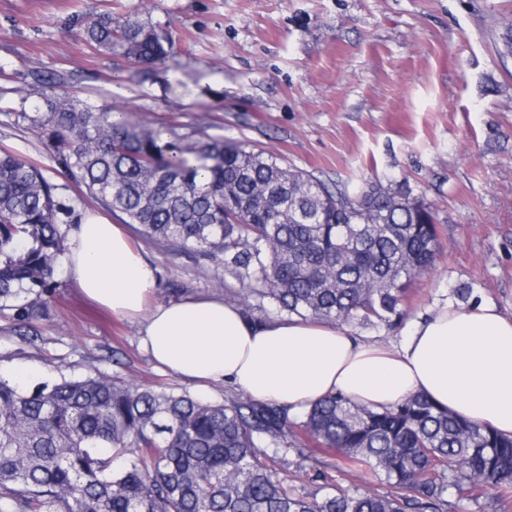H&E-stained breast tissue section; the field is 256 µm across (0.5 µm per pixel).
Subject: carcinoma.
I'll return each instance as SVG.
<instances>
[{"label": "carcinoma", "instance_id": "cac0c4a2", "mask_svg": "<svg viewBox=\"0 0 512 512\" xmlns=\"http://www.w3.org/2000/svg\"><path fill=\"white\" fill-rule=\"evenodd\" d=\"M80 39L146 76L172 49L160 27L110 14L84 21ZM499 52L512 56L508 16ZM33 79L43 105L17 121L101 208L149 240L223 265L224 296L252 321L268 320L270 306L278 317L392 330L409 283L434 270L432 208L401 186L333 191L271 152L58 94L63 73ZM60 190L0 148V313L28 342L56 288L63 227L81 218ZM290 455L312 489L279 472ZM342 464L383 476L386 490H342L331 475ZM489 492L508 512L512 437L420 395L377 411L335 394L292 414L101 372L31 391L0 376V512H461Z\"/></svg>", "mask_w": 512, "mask_h": 512}]
</instances>
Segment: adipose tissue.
Segmentation results:
<instances>
[{"instance_id": "1", "label": "adipose tissue", "mask_w": 512, "mask_h": 512, "mask_svg": "<svg viewBox=\"0 0 512 512\" xmlns=\"http://www.w3.org/2000/svg\"><path fill=\"white\" fill-rule=\"evenodd\" d=\"M63 261L75 288L136 323L150 359L188 383L228 382L293 412L335 393L378 410L419 394L512 436V318L494 306L437 303L386 345L312 319L257 324L216 295L158 303V269L91 210L69 231Z\"/></svg>"}]
</instances>
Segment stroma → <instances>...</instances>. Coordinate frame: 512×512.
Listing matches in <instances>:
<instances>
[{"label":"stroma","instance_id":"1","mask_svg":"<svg viewBox=\"0 0 512 512\" xmlns=\"http://www.w3.org/2000/svg\"><path fill=\"white\" fill-rule=\"evenodd\" d=\"M106 13L168 27L172 58L143 78L83 45L77 19ZM509 14L512 0H0V147L63 185L76 210L92 207L10 118L22 104L12 87L67 73L68 94L266 149L329 187L409 188L435 213L439 249L410 286L406 321L462 284L512 317V58L498 53ZM127 230L162 281L223 293V266ZM55 278L35 344L0 314V376L29 366L35 386L103 372L223 401L228 385L188 388L150 361L136 324L84 298L64 266Z\"/></svg>","mask_w":512,"mask_h":512}]
</instances>
